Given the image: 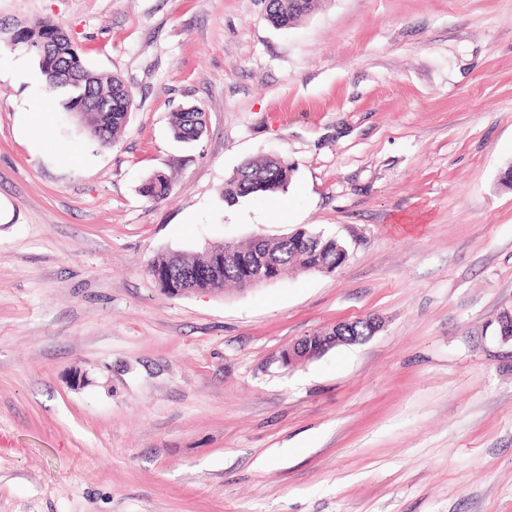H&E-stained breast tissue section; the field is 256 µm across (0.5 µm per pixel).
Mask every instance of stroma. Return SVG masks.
<instances>
[{
	"instance_id": "obj_1",
	"label": "stroma",
	"mask_w": 512,
	"mask_h": 512,
	"mask_svg": "<svg viewBox=\"0 0 512 512\" xmlns=\"http://www.w3.org/2000/svg\"><path fill=\"white\" fill-rule=\"evenodd\" d=\"M38 20L134 105L101 145L0 41V512H512V0H318L288 28L265 0H0ZM270 154L282 205L226 203ZM310 226L336 271L178 297L147 272ZM174 136L182 141H195L203 134V112L199 108H188L173 112L170 117ZM292 172L288 163L275 156L246 161L224 182V200L235 203L250 195L276 192L288 184ZM170 191V178L161 171L152 173L143 182L140 192L150 201H160L167 197ZM336 339L328 343L316 342L313 336H303L281 351L280 361L282 365L289 366L301 360L318 358L323 355Z\"/></svg>"
}]
</instances>
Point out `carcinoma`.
Masks as SVG:
<instances>
[{"instance_id":"obj_1","label":"carcinoma","mask_w":512,"mask_h":512,"mask_svg":"<svg viewBox=\"0 0 512 512\" xmlns=\"http://www.w3.org/2000/svg\"><path fill=\"white\" fill-rule=\"evenodd\" d=\"M289 0H267L269 20L279 27H290L305 16L314 0H302L296 9L288 8ZM0 33L13 46L35 53L51 88L66 96L65 109L76 116L101 144L108 146L125 128L133 106V96L115 75L100 74L89 68L70 37L56 24L37 21L31 26L1 28ZM171 129L182 141H195L203 134V112L198 108L171 114ZM293 169L275 156L246 161L224 182V200L234 203L241 198L276 192L291 179ZM170 191V178L163 172L152 173L140 192L150 201H160ZM344 244L321 230L305 229L277 238L254 237L236 243L239 254L258 255L273 261L268 267L272 279L280 280L288 271L330 273L340 266ZM150 275L162 274L161 287L179 288L183 294L222 291L227 284L243 287V274L237 264L224 257V244L208 247L196 257L161 253L148 265Z\"/></svg>"}]
</instances>
